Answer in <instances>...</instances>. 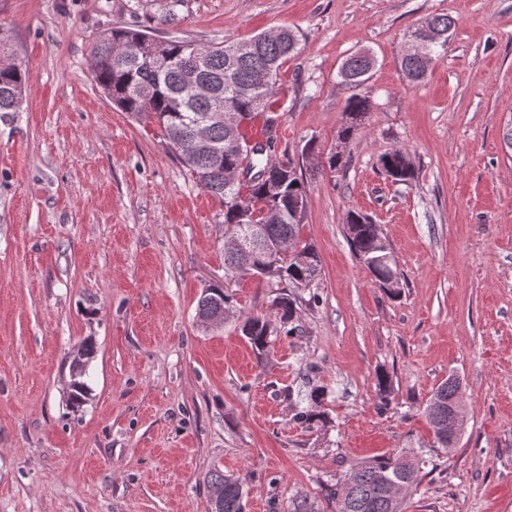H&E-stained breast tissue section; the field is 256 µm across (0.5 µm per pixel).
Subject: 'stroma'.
Returning <instances> with one entry per match:
<instances>
[{
  "label": "stroma",
  "mask_w": 512,
  "mask_h": 512,
  "mask_svg": "<svg viewBox=\"0 0 512 512\" xmlns=\"http://www.w3.org/2000/svg\"><path fill=\"white\" fill-rule=\"evenodd\" d=\"M440 13L455 21L445 50L409 83L405 35ZM112 27L204 45L300 35L275 147L305 182L321 275L292 323L269 314L286 283L226 281L223 206L155 125L100 92L91 46ZM362 48L373 107L332 173L303 149L335 147L350 95L338 71ZM13 63L30 79L0 117V512H212L213 471L244 479V512H290L300 495L327 512L351 465L409 448L429 464L402 512H512V0H0V65ZM395 148L411 185L381 166ZM351 210L387 238L400 298L352 253ZM220 284L232 310L208 328L197 302ZM265 314L259 359L240 327ZM87 340L90 393L74 410ZM452 374L467 422L448 453L424 409ZM317 387L308 428L293 415ZM380 163L392 181L399 184H411L416 179V170L409 152L404 148H397L384 154ZM76 357H79L84 365V369L77 373V371L80 369V365L78 360L72 362V376L73 380L71 383V392L69 395L70 404L72 406H79L84 402V398L87 394V384L84 381V376L86 375V366L90 359L93 358L94 355V346L92 343H83L76 352Z\"/></svg>",
  "instance_id": "35a3bbf8"
}]
</instances>
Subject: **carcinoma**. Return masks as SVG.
Masks as SVG:
<instances>
[{"label": "carcinoma", "mask_w": 512, "mask_h": 512, "mask_svg": "<svg viewBox=\"0 0 512 512\" xmlns=\"http://www.w3.org/2000/svg\"><path fill=\"white\" fill-rule=\"evenodd\" d=\"M431 30L443 35L434 44L422 37L423 47L437 58L448 40L454 20L446 14H436L427 19ZM152 37L145 31L112 28L95 38L91 54L94 79L103 93L119 110L139 121L156 124L167 145L175 151L200 189L224 205V232L230 233L247 222L246 213L252 204L261 202L274 211L270 224L262 225L259 242L277 245L293 238H301L303 223L295 220L297 212L307 213L308 195L304 181L297 172L284 169L288 154L277 153L274 140L248 141L247 128L237 133L242 144H252V155L245 156L252 169L251 181L244 186L228 185L226 173L240 162L238 154L228 148V133L224 124H210L209 134L214 141V151L196 154L190 150L187 138L195 122L204 120L210 112V102L204 97L192 98L185 91L184 71L187 64L196 66L198 75L224 93V107L241 112L252 124L259 115L270 117L268 126L275 120L271 116L281 111L276 84L282 65L294 54L299 37L288 28L283 39L268 40L263 34L250 38L252 48L233 63L227 55L236 43L199 45L170 36L164 47L145 48L141 41ZM375 67V58L367 50L357 51L347 57L339 69L342 83L353 93L346 100L343 112L349 120L338 132V139L349 142L371 110L372 100L367 82ZM400 70L410 83L426 79L428 70L416 54L400 50ZM29 81L27 70L12 65L0 68V112H17L22 103V93ZM380 163L392 181L410 184L416 179V170L409 152L397 148L380 158ZM346 234L350 249L358 261L377 283L394 280L398 288L389 292L392 297L401 294L403 283L394 262L387 258L388 244L372 219L355 211L346 216ZM310 258L291 259L284 265L268 268L261 276L288 283L290 288H308L321 274V261L314 246L305 243ZM259 251H224V274L233 278L254 275L260 264ZM299 297L283 293L273 301V309L281 313L280 319L291 321ZM230 295L220 287H213L201 294L197 315L206 321L223 312H229ZM243 335L263 355L270 336L269 320L259 315L246 318ZM86 371L73 376L70 404L79 406L87 394L84 381ZM458 388V378L450 375L434 391L425 413L434 427L435 443L448 448V414ZM427 460L411 451L385 454L358 462L351 466L336 488L329 494L334 504L332 512H400V498L393 492L398 486L405 491L417 487L423 478ZM207 489L213 509L217 512H243L245 496L242 481L219 471L207 479Z\"/></svg>", "instance_id": "cac0c4a2"}]
</instances>
